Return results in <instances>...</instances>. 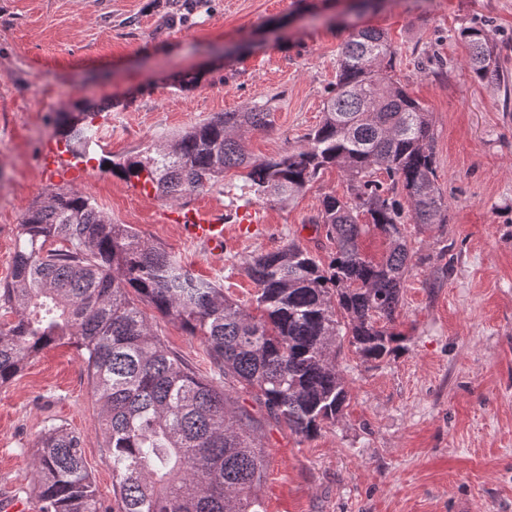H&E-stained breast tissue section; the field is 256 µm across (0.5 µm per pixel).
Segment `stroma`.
<instances>
[{
	"mask_svg": "<svg viewBox=\"0 0 512 512\" xmlns=\"http://www.w3.org/2000/svg\"><path fill=\"white\" fill-rule=\"evenodd\" d=\"M353 0H0V283L10 279L25 211L52 188L42 159L58 113L104 107L80 192L120 224L165 247L196 276L250 305L247 255L297 240L319 259L333 245L312 224L323 194L347 180L325 170L285 205L251 199L242 172L192 196L235 216L256 210L253 233L229 227L212 253L170 219L175 205L99 167L138 153L218 112L260 106L272 125L246 147L267 157L322 117L350 30ZM397 51L396 75L429 112L448 221L408 225L414 267L394 330L402 349L362 363L342 344L350 397L342 418L304 438L251 397L236 409L257 421L267 451V512H512V89L474 79L462 28L488 30L512 76V0H378L361 15ZM166 345L210 374L205 344L158 320ZM56 424L80 434L104 512H119L102 448L98 406L83 358L65 345L38 355L0 388V499L27 502L33 440Z\"/></svg>",
	"mask_w": 512,
	"mask_h": 512,
	"instance_id": "stroma-1",
	"label": "stroma"
}]
</instances>
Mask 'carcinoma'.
Listing matches in <instances>:
<instances>
[{
    "label": "carcinoma",
    "mask_w": 512,
    "mask_h": 512,
    "mask_svg": "<svg viewBox=\"0 0 512 512\" xmlns=\"http://www.w3.org/2000/svg\"><path fill=\"white\" fill-rule=\"evenodd\" d=\"M460 36L474 77L500 83L485 29ZM395 58L383 31L354 30L321 121L275 156L257 160L245 149L246 135L271 127L270 113L254 106L110 162L113 175L173 202L224 185L233 168L245 169L248 193L270 204L304 193L327 168L345 174L347 194H324L313 220L334 245L326 260L294 240L242 259L256 288L252 311L78 190L52 188L25 212L11 280L0 286V387L48 348L83 352L121 512H266L265 451L231 394L251 396L311 438L336 422L349 395L336 364L341 338L366 363L399 351L390 326L413 266L406 225L447 223L448 202L436 186L429 112L394 80ZM96 115L83 108L59 117L72 155L87 158ZM366 227L388 241L380 261L360 250ZM143 304L204 341L211 375L167 348ZM35 447L41 512H102L80 436L52 425Z\"/></svg>",
    "instance_id": "carcinoma-1"
}]
</instances>
